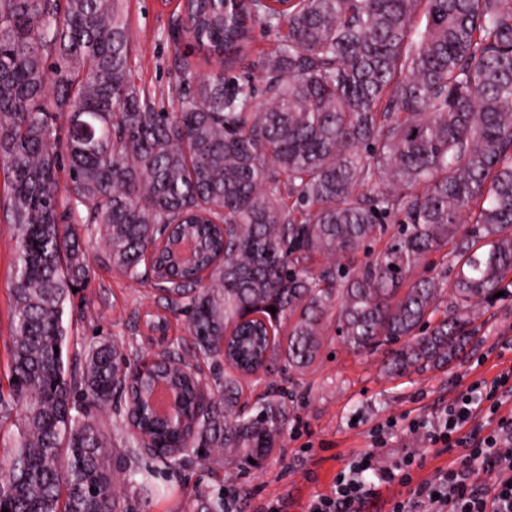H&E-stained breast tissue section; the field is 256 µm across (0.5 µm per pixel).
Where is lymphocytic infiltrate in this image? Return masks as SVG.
Here are the masks:
<instances>
[{
	"instance_id": "1",
	"label": "lymphocytic infiltrate",
	"mask_w": 512,
	"mask_h": 512,
	"mask_svg": "<svg viewBox=\"0 0 512 512\" xmlns=\"http://www.w3.org/2000/svg\"><path fill=\"white\" fill-rule=\"evenodd\" d=\"M512 395V368L502 370L492 382L472 383L429 421H415L412 431L426 430L431 442L444 448L463 447L467 459L460 466L437 470L427 480L415 482L411 498L392 502L390 512H512V416L500 419L496 431L482 434L475 423L478 412H499L503 399ZM414 454L391 465H380L376 453L354 459L340 470L330 491L319 494L307 512H362L375 494L365 479L375 472L380 483L413 482ZM489 475L490 484L477 480Z\"/></svg>"
}]
</instances>
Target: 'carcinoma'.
Listing matches in <instances>:
<instances>
[{
  "instance_id": "cac0c4a2",
  "label": "carcinoma",
  "mask_w": 512,
  "mask_h": 512,
  "mask_svg": "<svg viewBox=\"0 0 512 512\" xmlns=\"http://www.w3.org/2000/svg\"><path fill=\"white\" fill-rule=\"evenodd\" d=\"M124 3L0 0V174L17 230L0 397L16 411L0 458L10 512H138L91 404L124 400L147 494L187 465L257 468L287 411L272 388L246 408L242 377L308 368L332 321L354 350L398 345L389 373L440 369L477 335V308L512 292V0H252L228 17L221 0H186L188 36L219 70L183 65L176 112L135 82ZM256 23L284 31L254 62L259 88L224 74ZM81 229L121 276L160 285L192 356L211 360L207 375L179 346L158 354L157 378L208 395L183 423L129 414L147 382L135 347L91 343L69 375L55 354L86 274ZM447 245L452 282L419 272ZM196 497L198 512H226L224 486Z\"/></svg>"
}]
</instances>
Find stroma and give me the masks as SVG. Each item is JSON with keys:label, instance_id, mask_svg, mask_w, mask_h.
Segmentation results:
<instances>
[{"label": "stroma", "instance_id": "obj_1", "mask_svg": "<svg viewBox=\"0 0 512 512\" xmlns=\"http://www.w3.org/2000/svg\"><path fill=\"white\" fill-rule=\"evenodd\" d=\"M179 0H128L127 13L135 40L136 70L143 85L156 96L165 112L179 108L176 86L180 63L194 72L214 71V64L190 52L188 39L174 41L172 15ZM81 247L90 259L87 278L71 293L65 319L74 336L63 351L66 368L76 364L82 344L103 335L147 348L142 322L144 311L157 305L159 295L151 284L126 280L103 263L101 241L81 235ZM16 231L5 219L0 204V383L8 381V349L11 334L10 282L15 259ZM481 331L451 366L423 374L389 376L383 366L389 357L381 350L370 354L348 348L328 329L320 357L300 372L258 374L244 379L245 401L260 397L268 384L282 388L288 420L280 446L261 469L241 468L237 463L219 466L224 486L234 494L232 512H263L265 505L280 502L283 512H305L309 502L327 492L337 472L351 457L382 444L385 456L395 460L411 452L418 462L413 476H431L436 468L457 466L465 461L463 448L442 449L425 435L411 434L409 424L430 418L444 400L464 391L478 380L491 381L503 368L512 366V297L481 310ZM111 443V462L117 468V487L128 502L139 499L136 481L125 455L127 434L111 407L93 408ZM394 428H387L389 419ZM385 427L377 437V427ZM206 474L189 467L169 482L168 494L153 498L148 512H197V487L207 485Z\"/></svg>", "mask_w": 512, "mask_h": 512}]
</instances>
